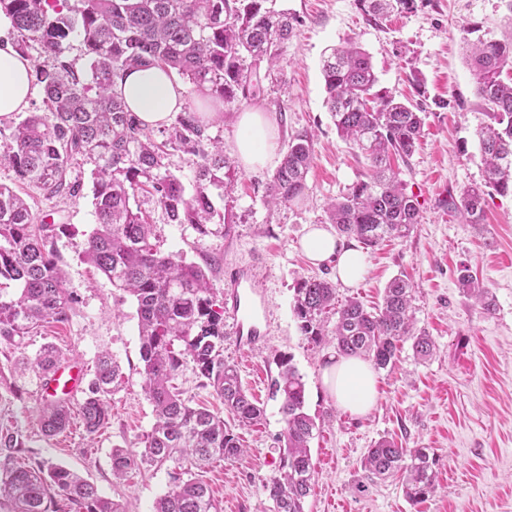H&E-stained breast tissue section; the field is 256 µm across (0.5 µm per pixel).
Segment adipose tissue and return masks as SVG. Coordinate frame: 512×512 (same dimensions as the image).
I'll return each mask as SVG.
<instances>
[{
    "label": "adipose tissue",
    "mask_w": 512,
    "mask_h": 512,
    "mask_svg": "<svg viewBox=\"0 0 512 512\" xmlns=\"http://www.w3.org/2000/svg\"><path fill=\"white\" fill-rule=\"evenodd\" d=\"M117 90L142 125L157 128L170 122L184 104V89L172 74L159 67L134 68L119 80ZM34 94L32 63L11 43L0 45V117L24 111ZM235 150L246 169L266 166L274 152L272 124L266 113L249 111L238 119ZM314 263L334 262L339 279L356 283L366 272V259L359 246H343L319 226H311L302 241ZM324 383L337 402L356 414L366 413L376 398L375 373L358 357H337L325 371Z\"/></svg>",
    "instance_id": "adipose-tissue-1"
}]
</instances>
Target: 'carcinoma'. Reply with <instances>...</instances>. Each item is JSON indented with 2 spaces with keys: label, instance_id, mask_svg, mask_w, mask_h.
Listing matches in <instances>:
<instances>
[{
  "label": "carcinoma",
  "instance_id": "obj_1",
  "mask_svg": "<svg viewBox=\"0 0 512 512\" xmlns=\"http://www.w3.org/2000/svg\"><path fill=\"white\" fill-rule=\"evenodd\" d=\"M268 0H0L10 22L11 40L22 55L38 51L35 83L43 91L44 111L16 125L0 160L18 181L51 196L76 197L82 184L76 168L90 167L97 228L86 241L85 257L136 303L143 362V391L155 423L140 453L112 451V475L121 479L144 463H189L173 477L172 487L154 512H221L208 485L195 477L211 461H236L244 448L232 424L263 419V407L248 395L236 365L224 358V307L216 304L208 270L181 254L164 255L151 244L153 224L137 207L147 193L171 224H188L198 237H226L233 225L214 199L226 200L234 184L235 161L224 141L209 134V124L190 106L177 114L158 142L130 112L116 90L117 79L135 66L154 65L187 78L200 91L225 104L260 96L261 65L272 70L279 50L293 34V18L266 6ZM414 0H360L365 13L383 18L412 8ZM80 39L89 71L67 58L71 37ZM477 92L489 122L477 131L486 179L462 194L460 212L469 224L483 221L486 189L512 196V36L480 40L470 48ZM326 103L338 135L357 146L371 163L365 179L330 204L328 220L339 235L368 250L387 238L407 237L418 223V201L406 192L391 156L407 158L421 134L423 110L376 89L370 56L357 44L334 47L322 60ZM179 146L198 157L193 192L167 162ZM313 137L305 130L291 136L280 166L267 184V203L300 198L313 158ZM61 224H35L30 207L11 187L0 184V281L16 283L17 298L0 295V343L12 344L70 312L71 293L54 249L49 246ZM462 288L481 298L483 310L494 303L487 289L465 269ZM293 313L301 335L320 346L330 336L344 356L364 357L377 370L393 368L402 345L414 354H433L434 341L415 328L412 286L401 278L384 288L382 304L367 309L357 300L336 306V285L322 279L300 282ZM336 316L329 326L330 316ZM224 401L225 420L180 397L172 380L186 362ZM59 362L43 347L24 369L42 376ZM273 395L281 399L285 422L279 463L262 485L273 512H307L316 469L309 443L317 430L305 412L303 377L282 358ZM119 375L110 353L97 359L94 378L79 404L86 432L110 419L108 396ZM71 403L50 401L40 414L47 437L70 425ZM436 457L429 448H403L382 438L362 461L365 478L402 475L404 496L416 502L436 489ZM78 512H125L123 505L63 465L22 466L0 461V512H49L54 496Z\"/></svg>",
  "mask_w": 512,
  "mask_h": 512
}]
</instances>
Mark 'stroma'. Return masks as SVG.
Here are the masks:
<instances>
[{
  "instance_id": "1",
  "label": "stroma",
  "mask_w": 512,
  "mask_h": 512,
  "mask_svg": "<svg viewBox=\"0 0 512 512\" xmlns=\"http://www.w3.org/2000/svg\"><path fill=\"white\" fill-rule=\"evenodd\" d=\"M272 5L295 15V33L282 46L274 73L263 76L260 97L225 105L222 119L210 129L231 156L240 112L266 113L274 128V163L236 170L228 202L231 236L199 239L189 225L168 223L155 198L140 200L161 253L213 263L216 297L224 295L225 270L240 265L252 266L265 295L263 346L242 351L232 324L224 326V356L237 365L245 389L264 408V419L237 428L246 450L241 459L214 461L202 478L222 512H269L262 483L276 469L285 427L270 384L279 360L287 357L305 382L306 412L321 424L310 443L317 476L309 512H512V197L489 192L480 224L465 223L452 206L464 189L485 179L477 131L487 121L486 107L467 64V44L511 34L512 0H414L412 10L378 20L365 14L359 0H273ZM467 25L473 34L464 33ZM347 41L369 53L380 89L421 105L425 125L412 156L398 165L407 192L419 202L418 224L408 237L366 250L365 276L353 286L337 283L336 295L342 301L358 298L370 308L381 303L392 278L407 275L415 288L416 325L436 344L427 360L416 359L407 346L394 369L377 371L376 400L363 416L339 406L324 383L335 349L309 343L293 316L299 281L336 278L333 264L308 259L303 236L309 226L324 225L327 204L369 169L365 156L338 136L320 71L325 51ZM300 130L314 136L305 193L268 209L267 183L275 163L290 135ZM79 177L81 194L64 200L15 182L11 168L0 164V183L27 200L36 221L63 225L53 248L74 298L67 321L45 324L21 344H0V429L25 443L15 452V463L66 466L104 497L124 503L127 512H151L178 466L170 462L130 471L120 482L112 478L113 448L142 451L155 417L141 389L136 305L83 256L96 216L89 170ZM464 269L493 297V313H483L464 294L458 279ZM46 344L61 358L91 367L104 351L118 362L111 416L97 433L87 434L76 422L57 436L41 434L40 379L19 366ZM384 436L406 448L434 451L438 488L424 502H409L396 479L376 481L363 494L355 491L364 456Z\"/></svg>"
}]
</instances>
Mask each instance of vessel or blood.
Instances as JSON below:
<instances>
[{
	"label": "vessel or blood",
	"instance_id": "vessel-or-blood-1",
	"mask_svg": "<svg viewBox=\"0 0 512 512\" xmlns=\"http://www.w3.org/2000/svg\"><path fill=\"white\" fill-rule=\"evenodd\" d=\"M227 279L230 290L225 296V309L233 321L236 344L244 351L254 349L264 341L260 330L265 317L262 296L253 275L246 269L229 270ZM85 377L84 366L62 362L41 380L39 389L46 399L59 394L71 399L81 391Z\"/></svg>",
	"mask_w": 512,
	"mask_h": 512
}]
</instances>
